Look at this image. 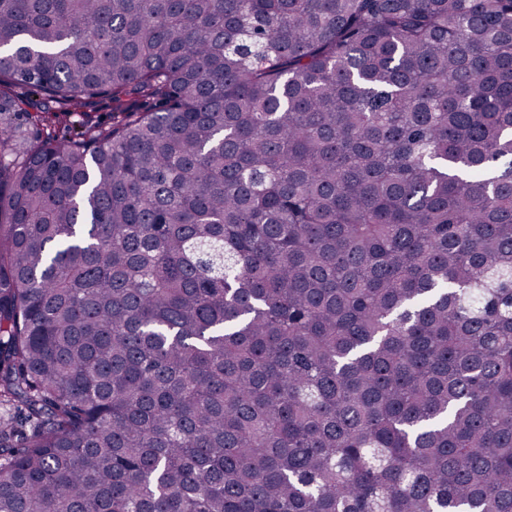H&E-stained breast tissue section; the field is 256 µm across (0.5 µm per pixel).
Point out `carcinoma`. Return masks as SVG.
I'll use <instances>...</instances> for the list:
<instances>
[{"label": "carcinoma", "instance_id": "obj_1", "mask_svg": "<svg viewBox=\"0 0 512 512\" xmlns=\"http://www.w3.org/2000/svg\"><path fill=\"white\" fill-rule=\"evenodd\" d=\"M20 84L0 512H512V0H0Z\"/></svg>", "mask_w": 512, "mask_h": 512}]
</instances>
